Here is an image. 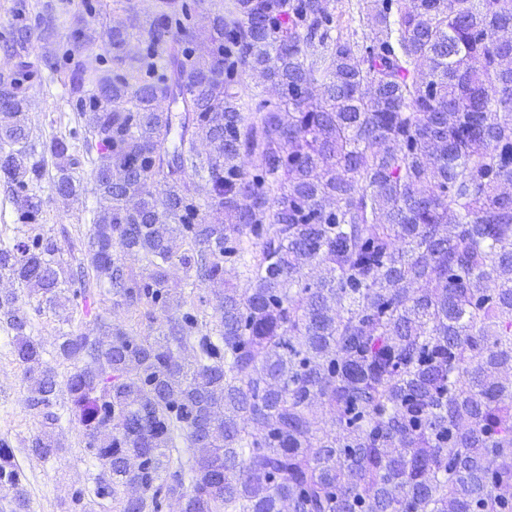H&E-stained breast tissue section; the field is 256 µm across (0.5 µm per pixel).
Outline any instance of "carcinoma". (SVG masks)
<instances>
[{"instance_id": "obj_1", "label": "carcinoma", "mask_w": 512, "mask_h": 512, "mask_svg": "<svg viewBox=\"0 0 512 512\" xmlns=\"http://www.w3.org/2000/svg\"><path fill=\"white\" fill-rule=\"evenodd\" d=\"M370 9L360 42L362 11L327 0H232L227 17L157 0L136 37L95 18L67 36L98 194L87 264L39 235L0 244L17 284L0 322L43 462L58 373L21 295L62 307L91 272L113 307L159 322L140 336L98 315L57 336L112 512L174 496L183 512H512V0ZM27 13L17 0L5 43L0 186L37 224L46 157L63 198L79 160L34 135L28 92L57 63L35 69L29 49L55 35L53 4ZM99 26L112 81L87 99ZM0 496L27 508L4 446Z\"/></svg>"}]
</instances>
